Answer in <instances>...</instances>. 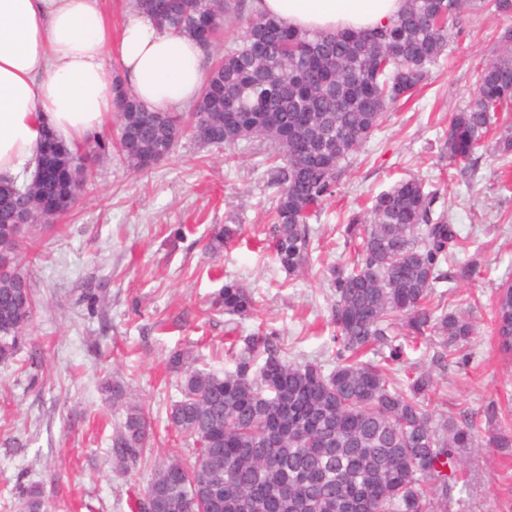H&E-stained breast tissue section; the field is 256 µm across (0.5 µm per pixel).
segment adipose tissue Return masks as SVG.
Wrapping results in <instances>:
<instances>
[{
	"mask_svg": "<svg viewBox=\"0 0 512 512\" xmlns=\"http://www.w3.org/2000/svg\"><path fill=\"white\" fill-rule=\"evenodd\" d=\"M404 0H253L297 31H365ZM203 50L180 31L133 11L113 31L104 0H0V181L33 173L45 133L76 146L103 132L117 88L149 110L195 102Z\"/></svg>",
	"mask_w": 512,
	"mask_h": 512,
	"instance_id": "obj_1",
	"label": "adipose tissue"
}]
</instances>
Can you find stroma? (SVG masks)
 Returning a JSON list of instances; mask_svg holds the SVG:
<instances>
[{
    "mask_svg": "<svg viewBox=\"0 0 512 512\" xmlns=\"http://www.w3.org/2000/svg\"><path fill=\"white\" fill-rule=\"evenodd\" d=\"M448 28L447 55L411 97L387 109L345 162L334 196L310 218L312 252L301 276L288 275L270 246L278 189L268 182L264 145L224 148L187 132L168 157L138 172L118 152L95 156L81 146L93 177L58 222L34 230V322L14 357L0 360V512H23L21 491L33 485L43 490L45 512H138L150 471L115 464L111 437L125 412L103 403L101 379L123 380L130 401L149 413L152 455L186 460L190 448L165 423L179 397L171 352L220 374L232 367L227 350L262 331L287 359L333 369L327 268L354 255L342 226L352 214L369 217L377 195L410 177L438 190L439 206L480 266L444 299L450 310L470 309L469 360L439 370L423 348L406 349L404 360L432 372L435 415L478 414V435L487 438L483 410L512 396V359L489 335L495 290L512 282V189L504 186L512 156L480 149L464 178L449 170L444 143L512 16L468 8ZM227 224L240 225L237 238L206 252L214 229ZM230 279L252 292L253 314L234 318L215 306ZM446 512H512V448L476 453Z\"/></svg>",
    "mask_w": 512,
    "mask_h": 512,
    "instance_id": "1",
    "label": "stroma"
}]
</instances>
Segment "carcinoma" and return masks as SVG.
I'll list each match as a JSON object with an SVG mask.
<instances>
[{
  "label": "carcinoma",
  "instance_id": "cac0c4a2",
  "mask_svg": "<svg viewBox=\"0 0 512 512\" xmlns=\"http://www.w3.org/2000/svg\"><path fill=\"white\" fill-rule=\"evenodd\" d=\"M244 0H134V7L210 46L224 21ZM386 25L359 33L293 31L252 9L243 43L208 70L190 122L214 127L226 145L266 144L268 172L278 195L272 212L275 259L299 275L312 250L307 219L336 192L342 162L381 124L387 109L411 96L449 47L448 19L468 0H405ZM498 57L476 75L473 101L453 114L448 164L464 176L475 167L495 114L512 105V30ZM118 148L137 171L147 158H165L182 126L171 112H150L120 89L116 95ZM69 157L53 178L22 199L16 185L0 183V359L10 358L33 322L36 303L23 244L32 227L55 215L38 209L44 198L58 211L71 208L72 191L86 168ZM419 177L401 180L377 196L370 221L353 214L344 232L354 257L327 272L335 288L331 308L338 345L336 367L289 361L275 338L257 333L234 355V369L219 375L186 366L180 351L168 357L180 374L177 400L167 413L174 431L192 440L195 460L158 462L144 490L142 508L161 499V512H343L356 494L354 512H431L445 505L468 454L478 447L475 417L451 412L435 418L429 372L395 381L384 361H397L408 342L437 345L435 362L446 366L470 342L473 324L462 312L434 303L439 284L468 278L477 268L460 263L462 241L444 213L438 191ZM226 224L210 250L236 237ZM448 269H443V266ZM217 304L231 317L252 313L248 288L224 283ZM493 333L498 349L512 354V283L496 289ZM389 356L362 360L371 346ZM99 392L125 420L112 434L111 454L126 467L145 461L151 421L126 402L124 387L106 378ZM488 448H511L512 431L496 429ZM26 512H42L41 491H23Z\"/></svg>",
  "mask_w": 512,
  "mask_h": 512
}]
</instances>
